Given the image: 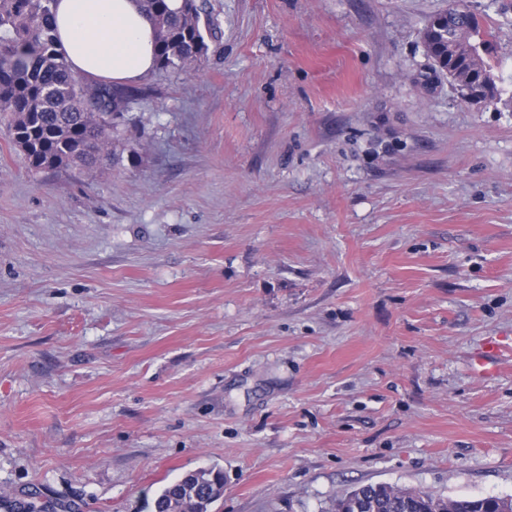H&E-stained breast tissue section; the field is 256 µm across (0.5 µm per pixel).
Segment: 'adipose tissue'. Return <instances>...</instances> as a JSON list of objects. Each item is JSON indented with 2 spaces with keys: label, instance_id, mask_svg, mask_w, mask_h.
<instances>
[{
  "label": "adipose tissue",
  "instance_id": "adipose-tissue-1",
  "mask_svg": "<svg viewBox=\"0 0 512 512\" xmlns=\"http://www.w3.org/2000/svg\"><path fill=\"white\" fill-rule=\"evenodd\" d=\"M53 24L76 76L130 83L155 68L156 29L139 0H56Z\"/></svg>",
  "mask_w": 512,
  "mask_h": 512
}]
</instances>
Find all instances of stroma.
<instances>
[{
  "label": "stroma",
  "mask_w": 512,
  "mask_h": 512,
  "mask_svg": "<svg viewBox=\"0 0 512 512\" xmlns=\"http://www.w3.org/2000/svg\"><path fill=\"white\" fill-rule=\"evenodd\" d=\"M512 77V0H465ZM449 0H204L94 171L0 121V490L154 512H333L392 484L512 496V106L425 90ZM503 345L499 340H487L481 351L473 358V365L477 372L486 374L499 362L502 355ZM223 490L221 470L190 471L161 490L154 500V512H210Z\"/></svg>",
  "instance_id": "1"
}]
</instances>
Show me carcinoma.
<instances>
[{"instance_id": "cac0c4a2", "label": "carcinoma", "mask_w": 512, "mask_h": 512, "mask_svg": "<svg viewBox=\"0 0 512 512\" xmlns=\"http://www.w3.org/2000/svg\"><path fill=\"white\" fill-rule=\"evenodd\" d=\"M55 0H0V115L12 140L34 170L74 169L83 173L110 156L112 128L104 115L124 112L138 91L74 76L56 48ZM157 30V68L179 71L208 52L207 24L197 0L178 11L167 0H141ZM431 40L436 75L450 72L457 89L487 87L488 102L501 100L503 76L491 62L494 35L461 0H451L438 17ZM224 490L220 470L186 473L165 486L154 512H209ZM335 512H512V498L442 499L388 484H368L336 499Z\"/></svg>"}]
</instances>
